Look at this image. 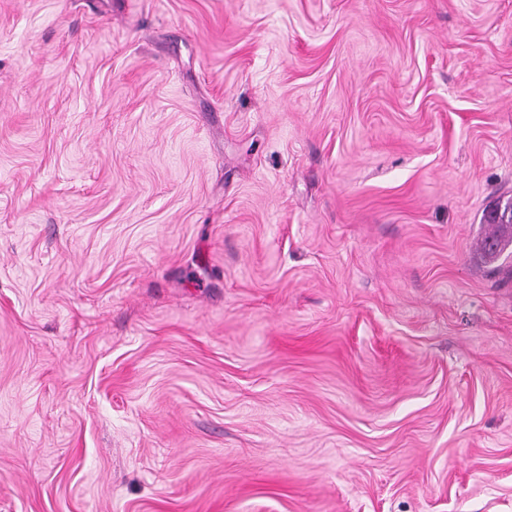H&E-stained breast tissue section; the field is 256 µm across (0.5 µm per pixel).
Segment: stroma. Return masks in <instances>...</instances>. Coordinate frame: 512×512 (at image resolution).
I'll return each mask as SVG.
<instances>
[{"label": "stroma", "mask_w": 512, "mask_h": 512, "mask_svg": "<svg viewBox=\"0 0 512 512\" xmlns=\"http://www.w3.org/2000/svg\"><path fill=\"white\" fill-rule=\"evenodd\" d=\"M512 0H0V512H512ZM501 202H497L489 209L486 221L489 224L486 235L478 242L477 248L488 265L498 261L500 256L512 245V208L510 207L502 219L493 216L494 210Z\"/></svg>", "instance_id": "stroma-1"}]
</instances>
